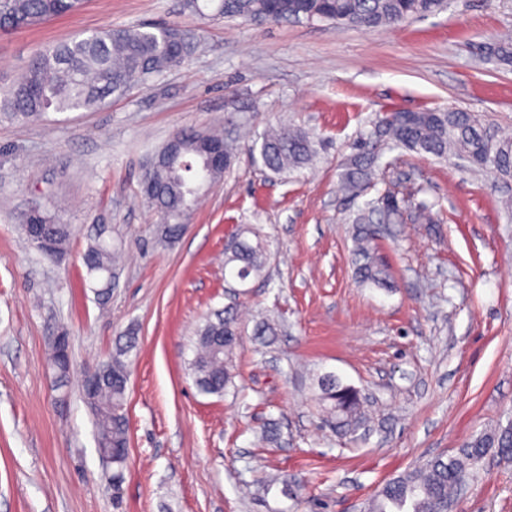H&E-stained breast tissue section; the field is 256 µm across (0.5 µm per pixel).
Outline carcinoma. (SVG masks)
I'll return each mask as SVG.
<instances>
[{"label": "carcinoma", "instance_id": "cac0c4a2", "mask_svg": "<svg viewBox=\"0 0 512 512\" xmlns=\"http://www.w3.org/2000/svg\"><path fill=\"white\" fill-rule=\"evenodd\" d=\"M84 0H0V32H16L80 10ZM448 0H182V9L200 17L211 14L241 19L257 25L294 20L329 21L353 29L370 30L424 17L447 8ZM196 48L194 33L178 25L119 26L79 34L33 55L7 91L0 94V113L17 121L37 120L49 112L89 110L102 105L114 93H123L164 71L184 64ZM489 59L501 65L512 63V36H502L483 45ZM178 151L164 155L165 171L158 188L144 197L158 216V234L167 242L184 232L186 219L200 202L202 193L216 184L225 170L203 171L206 147H224V158L233 165V143L219 133L193 129L175 132ZM319 141L299 126L279 125L268 129L260 145L262 164L275 174L291 173L314 164ZM401 149L436 159L457 157L471 167L492 170L502 178L512 177V136L489 130L471 112L452 109L394 110L379 118L355 145V152L341 164L342 190L354 196L375 186L379 148ZM403 196L388 189L350 217L357 225L356 275L369 288H384L388 275L378 259L370 224H401L411 219L420 224L441 221L437 203ZM23 231L42 256L61 258L72 236V227L55 215L36 210L26 214ZM268 241L251 224H241L225 250L224 274L241 283L266 274ZM118 258L111 231L100 226L90 236L83 254L87 274L99 287L98 303L106 305ZM278 325L272 318L256 321L253 336L262 345L272 343ZM242 328L237 308L224 309V316L205 319L194 341L195 356L189 367L200 391L221 396L234 383L233 353ZM137 345L130 331L123 336L111 358L100 362V383L83 391L90 408L98 452L112 451L114 488H119L129 455V422L124 412L131 360ZM50 365L56 389L67 387L71 355L61 340L51 341ZM313 399L327 422L342 435L353 434L366 420V397L357 388L329 374L318 377ZM512 461V424L486 431L467 442L460 453L439 456L420 463L390 480L369 500L367 512H435L454 499L460 484L476 474L489 452Z\"/></svg>", "mask_w": 512, "mask_h": 512}]
</instances>
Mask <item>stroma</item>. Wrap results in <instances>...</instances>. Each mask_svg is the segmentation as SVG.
<instances>
[{"instance_id":"obj_1","label":"stroma","mask_w":512,"mask_h":512,"mask_svg":"<svg viewBox=\"0 0 512 512\" xmlns=\"http://www.w3.org/2000/svg\"><path fill=\"white\" fill-rule=\"evenodd\" d=\"M176 24L197 48L183 65L90 111L0 117V512H363L407 467L458 454L512 420V181L413 152H384L387 186L424 187L440 224H376L388 288L354 276L364 203L337 190L340 164L383 112L452 108L512 134V67L482 44L512 32V0H450L447 10L371 30L326 22L263 26L201 19L180 0H86L75 13L0 34V88L31 56L106 26ZM317 136V162L264 168L254 147L271 124ZM223 126L240 150L230 172L165 243L142 193L147 162L181 128ZM34 209L73 227L65 255L41 258L21 230ZM105 224L123 260L108 312L82 254ZM241 224L271 243L267 275L225 278ZM240 303L237 392L198 391L189 370L205 316ZM278 319L269 347L255 320ZM135 331L121 487L99 455L82 370ZM67 332L72 371L54 387L49 338ZM331 373L361 390L372 422L336 435L312 399ZM279 439L261 442L264 424ZM453 512H512V462L485 457Z\"/></svg>"}]
</instances>
